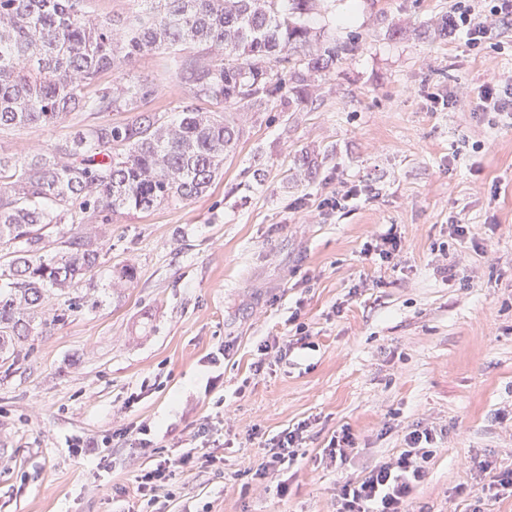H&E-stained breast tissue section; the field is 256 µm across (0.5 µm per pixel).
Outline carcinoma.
Segmentation results:
<instances>
[{
	"label": "carcinoma",
	"instance_id": "carcinoma-1",
	"mask_svg": "<svg viewBox=\"0 0 512 512\" xmlns=\"http://www.w3.org/2000/svg\"><path fill=\"white\" fill-rule=\"evenodd\" d=\"M119 26L88 15L86 0H0V131L49 127L73 112H131L79 129L49 150L0 155V372L25 359L35 315L54 288L99 266L88 213L150 212L205 193L240 137L238 108L308 103L359 38L321 39L308 24L317 0H141ZM188 44L214 56L181 65L194 102L169 119L143 112L148 87L92 89L107 70L153 50ZM80 224L46 249L53 224Z\"/></svg>",
	"mask_w": 512,
	"mask_h": 512
}]
</instances>
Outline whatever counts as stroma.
I'll return each instance as SVG.
<instances>
[{
    "instance_id": "1",
    "label": "stroma",
    "mask_w": 512,
    "mask_h": 512,
    "mask_svg": "<svg viewBox=\"0 0 512 512\" xmlns=\"http://www.w3.org/2000/svg\"><path fill=\"white\" fill-rule=\"evenodd\" d=\"M448 5L318 0L310 26L361 44L308 105L248 113L223 177L202 196L100 225L92 278L51 298L55 322L0 378V512H123L135 475L185 452L219 411L221 470L182 477L164 512H336L338 487L397 457L419 426L437 440L409 512H470L489 481L476 461L512 469V125L433 103L466 97L492 69L512 72V51L428 37ZM116 80L146 83L148 112L170 116L191 98L164 51L98 84ZM99 118L1 131L0 154L51 147ZM343 184L358 199L319 216ZM391 228L399 256L366 260L365 243ZM122 265L135 278L113 286ZM293 315L308 348L288 343ZM273 339L288 354L260 359ZM225 341L232 350L214 367L206 357ZM218 374L222 386L208 391ZM120 411L153 426L154 450L113 449L108 466L68 453L71 437L112 433ZM301 422L297 461L258 479L264 446ZM344 428L358 449L334 466L322 450Z\"/></svg>"
}]
</instances>
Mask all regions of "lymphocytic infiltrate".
<instances>
[{"instance_id": "lymphocytic-infiltrate-1", "label": "lymphocytic infiltrate", "mask_w": 512, "mask_h": 512, "mask_svg": "<svg viewBox=\"0 0 512 512\" xmlns=\"http://www.w3.org/2000/svg\"><path fill=\"white\" fill-rule=\"evenodd\" d=\"M450 26L466 43L478 46L502 37L505 25L512 23V0H455L448 13ZM473 113L482 116L488 125L512 116V75H493L472 91ZM303 428L284 430L266 448L256 474L265 479L283 466L293 464L303 441ZM151 427L130 422L102 438L77 437L68 440L69 452L75 456L93 455L111 462L113 448L129 454L151 447ZM436 436L430 429L410 431L406 449L395 459L375 465L362 479L346 481L336 494V512H406V502L413 489L426 475L425 465L431 458ZM192 448L176 457L160 460L152 468L142 470L134 479L133 493L140 504L156 506L160 500L177 495L173 483L176 474L186 472L194 457H202L208 465L219 460L218 448L224 445L223 419H206L191 436Z\"/></svg>"}]
</instances>
